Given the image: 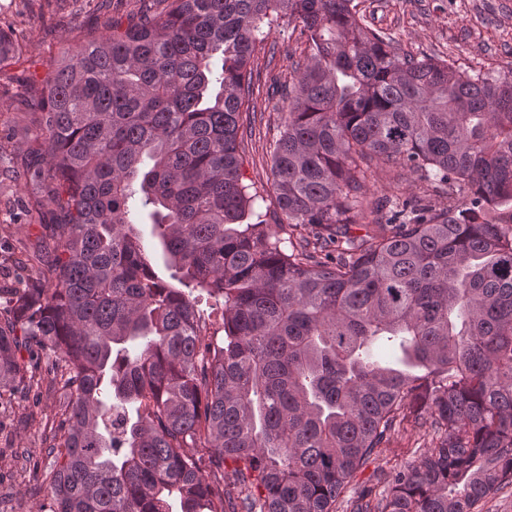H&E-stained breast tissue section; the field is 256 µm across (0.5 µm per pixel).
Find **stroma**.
<instances>
[{
    "mask_svg": "<svg viewBox=\"0 0 512 512\" xmlns=\"http://www.w3.org/2000/svg\"><path fill=\"white\" fill-rule=\"evenodd\" d=\"M366 20L393 33L402 51L454 62L467 71L498 75L512 68V0H365ZM155 0H0V29L23 48L11 65L0 68V168L10 169L24 156L35 130L33 98L20 84L43 78L77 34L102 31L106 18L136 23L156 10ZM292 26L280 19L251 63L254 93L244 112L255 121L239 135L245 176L266 199L269 224L278 220L273 201L269 145L282 125L281 101L269 98L271 76L290 80L301 47ZM32 201L23 185L0 178V255L17 259L36 251L42 229L30 221ZM58 423L56 395L43 391L40 403L22 401L0 408V512H34L44 500L46 449ZM428 435L406 424L391 432L383 450L358 471L352 487L372 485L374 473L415 462Z\"/></svg>",
    "mask_w": 512,
    "mask_h": 512,
    "instance_id": "1",
    "label": "stroma"
}]
</instances>
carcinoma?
I'll use <instances>...</instances> for the list:
<instances>
[{
  "instance_id": "obj_1",
  "label": "carcinoma",
  "mask_w": 512,
  "mask_h": 512,
  "mask_svg": "<svg viewBox=\"0 0 512 512\" xmlns=\"http://www.w3.org/2000/svg\"><path fill=\"white\" fill-rule=\"evenodd\" d=\"M157 2L61 53L18 175L51 208L40 281L0 313V404L39 384L21 351L45 354L38 512H480L512 486V69L419 60L355 0ZM282 14L303 45L270 147L286 238L238 152ZM387 164L419 192L371 207ZM406 422L431 434L417 462L350 489Z\"/></svg>"
}]
</instances>
